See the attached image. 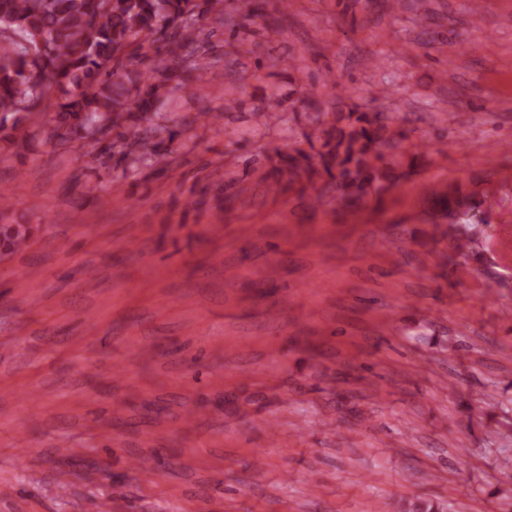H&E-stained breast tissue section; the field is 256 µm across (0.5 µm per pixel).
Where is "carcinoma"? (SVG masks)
Returning a JSON list of instances; mask_svg holds the SVG:
<instances>
[{
	"mask_svg": "<svg viewBox=\"0 0 512 512\" xmlns=\"http://www.w3.org/2000/svg\"><path fill=\"white\" fill-rule=\"evenodd\" d=\"M392 10L409 8L430 20L425 0H389ZM210 19L235 27L224 0H0V113H32L43 91L54 88L53 136L83 139L93 129L115 130L135 161L158 163L157 139L174 136L168 119L152 108L172 83L208 82V62L197 54L195 25ZM151 43L164 57L147 72L119 70L129 54ZM312 132L298 131L309 146L275 147L261 181L272 193L311 188V205L328 196L349 205L380 193L381 166H396L404 153L403 131L387 133L388 117L339 99L329 112H308ZM9 193L0 191V253L20 252L31 228L8 216ZM406 512H447V505L418 499Z\"/></svg>",
	"mask_w": 512,
	"mask_h": 512,
	"instance_id": "obj_1",
	"label": "carcinoma"
}]
</instances>
